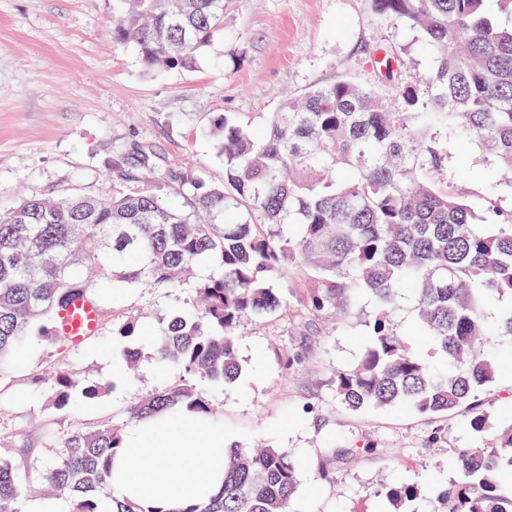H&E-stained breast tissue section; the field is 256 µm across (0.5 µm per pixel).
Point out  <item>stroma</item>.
<instances>
[{
	"mask_svg": "<svg viewBox=\"0 0 512 512\" xmlns=\"http://www.w3.org/2000/svg\"><path fill=\"white\" fill-rule=\"evenodd\" d=\"M121 0H0V210L22 199L85 194L111 197L118 153L141 174L140 155L156 173L200 170L214 183L224 163L211 134L224 115L248 121L263 137L267 119L284 99L346 79L378 92L388 86L373 56L401 63L402 77H428L432 63L415 31L378 16L371 0H225L224 34L193 71L146 67L135 48L113 42L110 28ZM448 183L468 195L477 213L489 200L512 206V189L487 178L475 142H455ZM315 286L307 267L288 277V306L247 319L241 328L243 371L209 397L227 437L246 447L288 449L300 465L293 512H384L383 486L418 484L421 512L453 479L449 456L474 443L463 412L448 416L444 439L431 442L437 422L393 409L353 413L336 401L333 372L353 363L367 342L371 308L340 319L312 317L301 296ZM194 292L145 289L105 306L104 324L84 345L46 352L33 345L25 361L0 377V456L18 459L31 441V460L42 461L54 436L97 421L130 426L133 396L169 379L151 361L127 377L112 358L113 329L131 317L158 329L171 308H190ZM63 362L80 384L108 380L95 400L58 410L46 383L34 374ZM479 398L492 425L512 420V353H501L495 385ZM372 446L369 454L326 457L328 438Z\"/></svg>",
	"mask_w": 512,
	"mask_h": 512,
	"instance_id": "1",
	"label": "stroma"
}]
</instances>
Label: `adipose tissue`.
I'll return each mask as SVG.
<instances>
[{
    "label": "adipose tissue",
    "instance_id": "obj_1",
    "mask_svg": "<svg viewBox=\"0 0 512 512\" xmlns=\"http://www.w3.org/2000/svg\"><path fill=\"white\" fill-rule=\"evenodd\" d=\"M229 443L223 422H199L181 410L169 412L162 426L134 422L112 458L107 497L138 502L147 512H180L207 501L224 486Z\"/></svg>",
    "mask_w": 512,
    "mask_h": 512
}]
</instances>
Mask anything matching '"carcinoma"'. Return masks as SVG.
<instances>
[{"instance_id":"1","label":"carcinoma","mask_w":512,"mask_h":512,"mask_svg":"<svg viewBox=\"0 0 512 512\" xmlns=\"http://www.w3.org/2000/svg\"><path fill=\"white\" fill-rule=\"evenodd\" d=\"M377 14L420 33L434 61L418 89L384 62L386 94L346 80L286 99L264 140L224 117L212 135L224 182L172 173L189 208L171 205L150 184L107 199L32 195L0 213V377L33 342L55 347L59 308L87 295L100 306L134 289L183 286L200 265L217 273L196 285L200 305L173 310L161 331L144 336L136 319L115 330L118 355L141 360L151 341L174 384L129 407L131 420L185 406L209 418L213 405L196 380L234 383L242 373L239 333L253 316L284 300L274 281L311 267L315 316L347 314L367 298L368 341L357 362L336 369V401L360 412L405 408L439 418L467 410L472 434L489 429L475 397L496 381L491 338L512 343V306L487 320L493 300L512 297V209L493 207L483 224L466 196L448 187V144L476 141L491 175L512 187V0H372ZM224 0H131L112 23V39L133 45L149 68H196L223 31ZM263 217L256 224L253 214ZM416 304L412 348L392 316L404 291ZM57 409L75 394L92 399L108 382L77 388L61 362L48 380ZM120 430L109 422L59 436L37 476L0 458V512H21L33 484L66 495L71 512H101ZM457 478L442 512H512V424L487 448L448 458ZM299 464L285 448L230 445L224 490L180 512H292ZM393 512H419L415 484L383 487Z\"/></svg>"}]
</instances>
